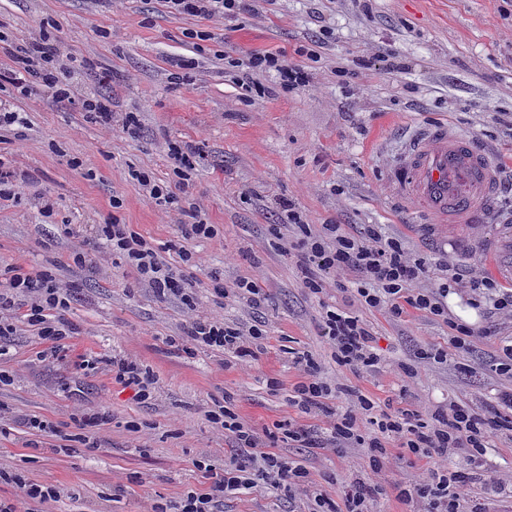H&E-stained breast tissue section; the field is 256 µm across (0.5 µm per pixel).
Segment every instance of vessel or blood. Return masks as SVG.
Returning a JSON list of instances; mask_svg holds the SVG:
<instances>
[{
	"mask_svg": "<svg viewBox=\"0 0 512 512\" xmlns=\"http://www.w3.org/2000/svg\"><path fill=\"white\" fill-rule=\"evenodd\" d=\"M502 167L492 149L436 123L406 136L385 177L394 196L416 201L433 223L480 227L470 248L494 272L501 243L512 240V217L498 207Z\"/></svg>",
	"mask_w": 512,
	"mask_h": 512,
	"instance_id": "1",
	"label": "vessel or blood"
}]
</instances>
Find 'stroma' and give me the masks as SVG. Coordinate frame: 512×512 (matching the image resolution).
Masks as SVG:
<instances>
[{
  "label": "stroma",
  "instance_id": "35a3bbf8",
  "mask_svg": "<svg viewBox=\"0 0 512 512\" xmlns=\"http://www.w3.org/2000/svg\"><path fill=\"white\" fill-rule=\"evenodd\" d=\"M256 8L234 20L205 21L171 15L161 0H0V32L24 39L53 25L76 60L79 93L111 97L113 111L135 112L141 120L133 138L51 99L0 90L26 120L0 130V162L23 185L20 200L0 208V267L52 271L70 289L65 318L79 330L63 358L41 362L33 327L13 316V334L0 339V412L35 415L68 434L74 416L111 413L96 427L92 448L71 440L51 451L44 437L18 423L0 437V467L63 488V497L43 512H151L187 490L208 491L211 475L196 461L220 466L235 452L232 437L206 417L226 399L255 428L293 420L325 437L328 417L299 413L288 392L302 379L296 359L305 352L320 362L328 383L343 375L319 331L327 307L357 311L370 325L378 369L343 376L380 410L425 416L456 401L493 411L500 391L512 386L493 366L498 346L512 341V318L476 305L469 293L449 294V321L491 332L474 339L471 370L463 372L449 321L412 308L398 317L360 308L346 274L329 277L323 293H308L292 232L272 231L284 221L278 200L289 199L309 223L338 222L357 237L381 225L386 236L427 259L432 274L425 287L452 266L484 277L472 253L420 236L426 216L391 199L384 173L408 127L441 121L512 158V0H369L364 7L358 0H258ZM191 29L209 32L210 40L195 46L186 36ZM314 42L319 62L297 55ZM251 51L282 53L287 64L305 68L308 83L284 90L271 72L261 79L268 94L243 97L224 58ZM171 142L192 145L198 155L187 193L159 206L143 197L128 172L145 168L158 183L174 185ZM74 158L80 167L71 166ZM116 198L123 222L168 263L179 265L180 249L193 253V308L139 284L91 237V225L111 213ZM46 200L54 205L48 221L40 214ZM192 205L216 225L215 238H182L179 223ZM68 224L73 233L65 232ZM78 251L91 270L73 264ZM214 276L229 288L244 278L257 282L264 297L257 305L219 297L208 286ZM199 316L263 326V353L255 359L207 349L184 353V329ZM422 348L447 351V359L417 358ZM85 356L99 357L98 368L81 369ZM115 356L154 373L151 400H133L113 385L106 361ZM405 363L414 376L403 374ZM273 379L279 390L270 387ZM277 451L303 459L312 492L335 501L345 481L369 471L359 448L326 454L281 441ZM446 464L436 458L411 465L391 449L373 512H422L400 500L399 486ZM308 503L305 495L270 490L226 496L218 512H307Z\"/></svg>",
  "mask_w": 512,
  "mask_h": 512
}]
</instances>
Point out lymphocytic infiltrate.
<instances>
[{"mask_svg":"<svg viewBox=\"0 0 512 512\" xmlns=\"http://www.w3.org/2000/svg\"><path fill=\"white\" fill-rule=\"evenodd\" d=\"M168 13L203 20L233 18L252 12L250 0H163ZM229 67L238 69L237 82L245 93H252L264 73L277 71L280 85L294 89L304 84L308 75L304 69L285 63L273 52H251L245 58H228ZM8 84L27 98L50 95L57 103L85 112L94 123L105 127L121 126L128 135H136L138 119L134 113L114 112L111 102L95 96H80L75 91L73 68L66 58L61 40L47 34L22 42L0 35V86ZM279 206L289 226L296 230L298 264L303 284L309 292L322 293L328 276L352 273L356 283V299L365 308L401 316L404 307H412L431 316L446 318L448 309L443 300L450 284H462L463 276L454 272L448 282L435 288L421 287L429 278L426 258L408 252L399 240L382 234L372 226L366 237L349 235L340 224L308 223L290 200H280ZM113 212L93 230L114 254L132 268L140 280L147 282L160 295H173L191 303L185 264L193 256L181 251V266L163 263L154 244L124 224L117 211L120 201H113ZM26 297L22 318L34 327L40 339L50 342L51 356L64 350L67 339L76 329L62 313L69 303V292L48 272H31L23 265L12 264L0 271V314L13 310L18 297ZM322 335L334 350L336 362L352 374H360L377 366L380 357L373 346L369 325L346 308L327 310L322 321ZM263 329L257 326L241 330L207 318L193 319L185 330L186 351L212 349L237 358H257L262 351ZM302 381L291 390L289 404L300 413H328L327 400L337 394L353 402L354 412L334 416L331 437L317 444L308 431L289 424L283 435L270 430L258 431L242 422L224 405H215L208 412L212 423L233 433L237 447L247 453L246 460L231 457L220 472L213 476L207 492L190 490L176 502L173 509L155 507L153 512H217L216 503L224 494L242 489L259 491L264 488L291 492L307 489L311 483L309 470L300 462L274 452L279 437L301 443L303 447L323 446L333 451L363 448L369 454L374 473H381L388 458L390 444L405 451L409 463L433 457H462L453 467L430 470L425 479L401 488L403 501L424 504L425 512H500L502 502L512 501V485H496L495 501L466 507L460 498L462 485L475 481L478 468L487 452L488 437L495 431L512 433V421L489 418L469 405L455 401L422 417L410 410L387 413L378 410L375 402L360 389L340 383L330 386L320 378V369L310 355L299 357ZM113 379L133 390L136 399L152 398L156 380L149 370L125 358L111 361ZM378 485L361 480L347 483L341 502L316 494L312 512H371Z\"/></svg>","mask_w":512,"mask_h":512,"instance_id":"f902f5d3","label":"lymphocytic infiltrate"}]
</instances>
